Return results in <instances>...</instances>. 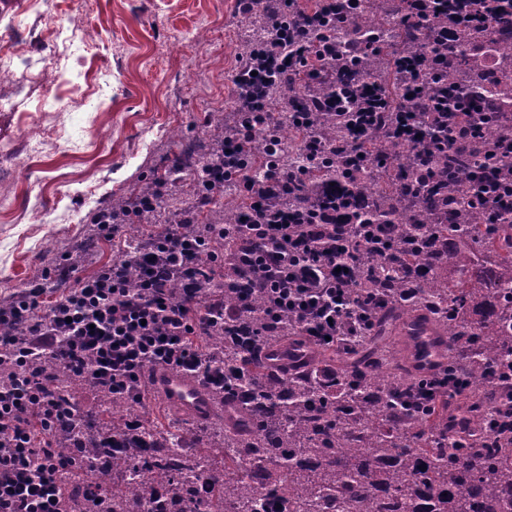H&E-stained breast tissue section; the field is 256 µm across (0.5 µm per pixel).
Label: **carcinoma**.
Listing matches in <instances>:
<instances>
[{
  "label": "carcinoma",
  "instance_id": "cac0c4a2",
  "mask_svg": "<svg viewBox=\"0 0 512 512\" xmlns=\"http://www.w3.org/2000/svg\"><path fill=\"white\" fill-rule=\"evenodd\" d=\"M401 0H305L316 13L309 42L334 50L339 76L320 86L336 98L340 116L322 123L321 140L346 137L361 87L344 77L357 72L377 88V112H424L434 95L455 101L479 97L501 112H512V0H494L480 15L466 0H448L458 40L440 46L435 32L406 22ZM330 33L325 45L321 33ZM267 34L262 12L250 15L244 44L258 46ZM419 63L409 82L405 69ZM265 93L288 123V134L273 142L258 138L239 155L253 181L302 161L309 129L296 122L294 99L279 81ZM366 137L343 158L311 165L305 177L317 185L334 181L347 189L336 207L361 194L369 207L364 224H388L412 241L434 235L452 247L428 257L404 248L400 259H383L361 242V287L351 301L381 293L387 304L375 311L373 329L351 350L317 346L319 361L284 369L273 362L276 349L305 350L306 337L291 312L272 317L265 296L248 279L220 289L224 306L237 313L191 337L203 352L193 374L204 394L224 409L206 421L176 411L159 426L140 419L127 428L132 394L101 399L92 416L76 403L81 384L60 362L43 357L38 371L51 376L58 408L69 418L50 429L33 422L63 460L58 473L64 512H141L136 497L153 512H263L264 498L280 493L284 512H505L512 507V206L475 205L491 177L512 185V158L492 157V148L512 136V127L485 122L464 133L462 149L443 153L433 140L411 144L392 126L362 119ZM436 160L439 173H424L416 152ZM381 156L388 165L364 177ZM310 196L288 197V211L302 217ZM245 205L210 214L217 224H239ZM176 216L181 201L170 195L143 214ZM128 287H139L133 248ZM242 251L216 241L200 250L197 262L209 270L234 261ZM448 336V356L414 373L409 352L394 345L409 322ZM224 373L220 384L204 377Z\"/></svg>",
  "mask_w": 512,
  "mask_h": 512
}]
</instances>
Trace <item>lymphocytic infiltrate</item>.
Wrapping results in <instances>:
<instances>
[{"instance_id":"f902f5d3","label":"lymphocytic infiltrate","mask_w":512,"mask_h":512,"mask_svg":"<svg viewBox=\"0 0 512 512\" xmlns=\"http://www.w3.org/2000/svg\"><path fill=\"white\" fill-rule=\"evenodd\" d=\"M272 2L238 0L242 15L265 12L268 40L234 69L231 83L241 118L237 138L225 142L223 167L208 168L206 186L197 188L179 218L180 224H198V214L216 206L229 178L238 180L248 199L246 224H199L197 239L184 236L178 226L154 234L139 252L137 292L125 286L122 260L75 282L71 276L77 260L71 257L54 268L55 277L70 285L54 302L44 304L43 284L35 279L9 309L0 308V374L7 376L0 381V512L58 510L53 453L48 443L34 442L31 429L34 419L51 417L48 383L32 371L33 361L46 356L60 361L97 394L128 391L159 367L197 369L201 356L188 340L223 319L224 302L211 288L234 276L224 267L198 268L203 238L246 233L254 250L253 287L264 291L272 314L294 311L307 333L347 347L353 337L371 329V322L354 317L349 303L351 272L360 262L356 243L370 231L381 251H389V227L357 223L355 212L366 208L365 199L356 198L355 210L338 209L336 189L328 184L313 189L305 223L289 222L285 200L303 189L302 171L281 169L254 185L235 164L241 142L268 136L274 123L264 95L267 79H279L288 90L310 67L326 79L336 75L335 66L322 56L289 60L283 41L309 30L314 19L299 0H284L279 10L272 9ZM174 283L182 290L177 307L168 295Z\"/></svg>"}]
</instances>
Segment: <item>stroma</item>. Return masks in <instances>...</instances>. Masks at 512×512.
<instances>
[{
    "instance_id": "stroma-1",
    "label": "stroma",
    "mask_w": 512,
    "mask_h": 512,
    "mask_svg": "<svg viewBox=\"0 0 512 512\" xmlns=\"http://www.w3.org/2000/svg\"><path fill=\"white\" fill-rule=\"evenodd\" d=\"M10 0L0 14V52L35 28L44 10L69 19L79 0ZM85 25L90 52L63 63L53 90L0 87L14 108L0 112V300L43 278L44 249L64 255L91 229L109 195L162 174L181 145L207 137L217 116L234 111L229 75L247 33L237 0H96ZM112 85L110 111L78 114L94 72ZM74 120L81 147L49 139L20 159L37 125Z\"/></svg>"
}]
</instances>
